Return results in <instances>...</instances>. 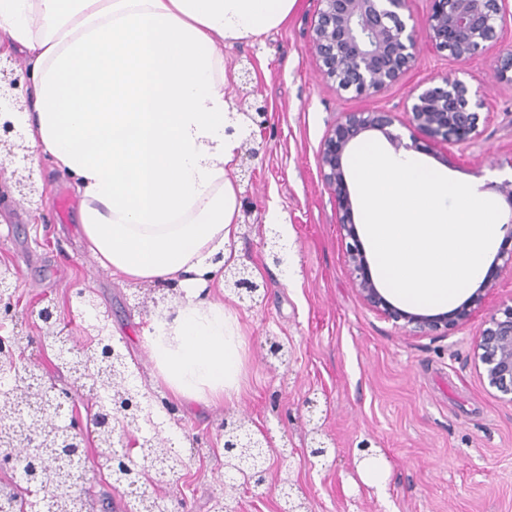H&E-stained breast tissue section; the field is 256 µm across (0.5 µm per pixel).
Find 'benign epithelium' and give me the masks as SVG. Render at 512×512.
I'll return each mask as SVG.
<instances>
[{"label": "benign epithelium", "instance_id": "obj_1", "mask_svg": "<svg viewBox=\"0 0 512 512\" xmlns=\"http://www.w3.org/2000/svg\"><path fill=\"white\" fill-rule=\"evenodd\" d=\"M312 35V49L320 62L323 78L332 80L337 88L358 96L380 92L398 81L417 63L416 47L425 39L433 48L446 51L458 62H466L497 40V28L512 14L508 0H433L430 14L420 24L407 25L403 11L409 0H319ZM19 78L12 68L0 67V97L9 101L13 110L23 111L28 96H19ZM406 120L388 111L343 112L326 135L320 151V174L325 187L336 202L337 225L346 239V261L353 285L361 300L371 310L399 328L419 336L446 334L468 320L480 308L486 295L497 287L502 270H512V180L492 182L488 188L502 195L509 206L508 228L496 262L474 292L457 308L433 316L412 313L392 304L377 287L362 248L357 224L353 220V203L344 171V157L352 145L366 133H382L396 149H420L419 136L437 141L467 145L481 134V109L484 103L471 96L468 85L457 74L449 73L437 84L415 88ZM400 124L409 132V139L393 131ZM27 151L14 122L0 109V156L14 158ZM226 282L239 298L256 301L259 284L248 268L229 269ZM17 283L0 274V308L15 310ZM75 304L93 312L91 338L107 336L109 314L98 310L94 300L82 290L75 292ZM41 331L58 324L56 306L39 308ZM23 345L15 337L0 336V365L16 366L22 358ZM102 364L112 369L111 381L125 378L121 370L125 355L112 341L104 344ZM477 367L481 378L498 397L512 404V303L490 312L477 344ZM27 377L19 385L17 395L7 414L0 412V443L6 441L13 451L0 455V470L16 472L26 484L28 495L40 493L20 461L32 456L37 448L51 447V439L64 440L80 448L97 442L98 431L109 432L110 439L141 431L139 423L117 420L115 405L102 404L84 415L72 400L59 389L41 383L34 385L37 374L26 369ZM161 431L144 433L135 439L143 450L142 459L152 462L149 451L158 447ZM224 448L228 453L242 449L234 458L233 468L256 489L265 484L266 453L263 442L248 430L224 423Z\"/></svg>", "mask_w": 512, "mask_h": 512}]
</instances>
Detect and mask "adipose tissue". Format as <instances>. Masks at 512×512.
<instances>
[{"instance_id": "obj_1", "label": "adipose tissue", "mask_w": 512, "mask_h": 512, "mask_svg": "<svg viewBox=\"0 0 512 512\" xmlns=\"http://www.w3.org/2000/svg\"><path fill=\"white\" fill-rule=\"evenodd\" d=\"M297 0H0V52L21 54L14 113L33 158L71 175L88 251L112 274L177 282L143 347L170 393L206 406L240 390L244 340L223 288L240 223L229 178L248 135L226 93L225 44L279 28Z\"/></svg>"}]
</instances>
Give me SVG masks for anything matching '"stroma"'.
Wrapping results in <instances>:
<instances>
[{
    "mask_svg": "<svg viewBox=\"0 0 512 512\" xmlns=\"http://www.w3.org/2000/svg\"><path fill=\"white\" fill-rule=\"evenodd\" d=\"M319 0H298L282 27L224 48L233 103L266 102L267 111L231 177L242 188L240 232L233 244L239 265L261 287L258 303L222 292L245 340L241 393L212 408L185 407L156 379L141 329L153 313L144 293L101 269L79 228L80 199L72 180L47 158L30 164L42 199L0 206V262L18 271L17 315L8 332L30 338L27 356L46 382L70 386L54 351L36 341L24 317L40 299L65 307L73 290L91 292L109 311L113 343L127 357L134 385L160 422L168 444L187 466L178 483L152 493L165 512H213L224 496V423L246 418L270 442L268 491L239 489L234 512H280L277 492L295 484L310 512H512V404L499 399L474 363L476 341L490 312L512 300V272L481 308L445 336H412L368 308L356 292L325 188L319 155L344 112L386 110L404 115L410 92L455 72L480 95L489 117L475 143L426 141L420 159L449 178L483 188L512 177V85L495 70L512 53V19L493 47L457 62L419 43L416 66L372 96L338 90L321 77L312 50ZM71 203L61 216V199ZM288 226L294 284L282 280L268 242L269 209ZM281 345L284 358L271 353ZM373 444L379 482L364 473L362 441ZM328 446L325 458L309 453ZM82 512L106 506L128 512V488L98 472L93 460L79 470Z\"/></svg>",
    "mask_w": 512,
    "mask_h": 512,
    "instance_id": "stroma-1",
    "label": "stroma"
}]
</instances>
